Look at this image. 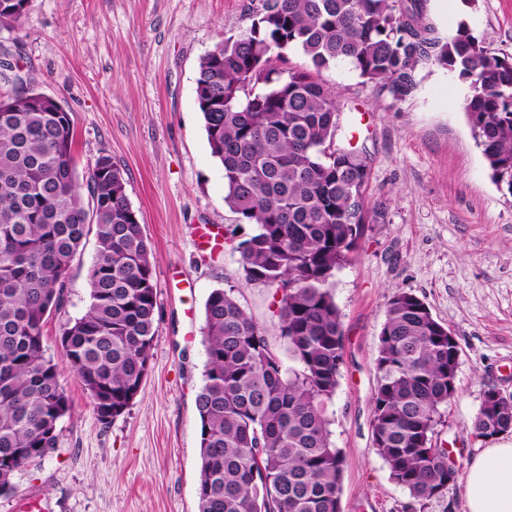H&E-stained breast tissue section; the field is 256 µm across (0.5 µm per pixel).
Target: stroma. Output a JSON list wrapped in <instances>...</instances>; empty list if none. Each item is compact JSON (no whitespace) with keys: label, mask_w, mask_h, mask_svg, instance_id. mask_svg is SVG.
<instances>
[{"label":"stroma","mask_w":512,"mask_h":512,"mask_svg":"<svg viewBox=\"0 0 512 512\" xmlns=\"http://www.w3.org/2000/svg\"><path fill=\"white\" fill-rule=\"evenodd\" d=\"M259 0H28L20 30L0 29L28 86L58 99L74 127L79 175L111 157L154 251L156 334L148 374L131 405L102 424L63 357L66 321L88 300L87 240L69 272L62 310L43 327L72 410L54 451L14 479L0 512H198L204 383V304L238 287L242 304L277 338L272 291L244 284L224 240L238 224L196 103L200 58L247 30ZM440 34L468 21L495 54L512 56V0H426ZM369 160L368 205L385 221L363 229L357 258L337 272L344 332L339 385L328 414L345 457L342 512H411L372 446L374 358L387 304L399 291L425 301L456 336L457 394L439 432L470 464L484 449L467 424L484 390L512 397V194L497 186L463 109L469 84L419 63L404 100L380 95L346 66L324 71Z\"/></svg>","instance_id":"obj_1"}]
</instances>
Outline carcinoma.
<instances>
[{"instance_id": "cac0c4a2", "label": "carcinoma", "mask_w": 512, "mask_h": 512, "mask_svg": "<svg viewBox=\"0 0 512 512\" xmlns=\"http://www.w3.org/2000/svg\"><path fill=\"white\" fill-rule=\"evenodd\" d=\"M24 0H0L15 29ZM248 30L201 57L198 109L223 168L224 203L255 229L225 240L248 285L275 289L283 348L217 288L204 305V385L198 512H340L344 456L328 404L342 361L335 273L359 249L369 209L366 155L339 135L336 92L321 72L345 64L401 101L422 61L470 85L464 112L492 179L512 193V56L493 54L466 21L443 38L425 0H260ZM296 49L311 69L282 77L273 60ZM0 67V496L16 473L56 448L71 411L42 328L64 302L89 235L88 303L60 345L99 420L138 395L156 332L152 250L112 159L80 182L70 116L55 98ZM460 345L416 295L388 302L375 357L372 442L412 505L444 496L461 469L437 426L457 392ZM476 438L512 433V399L489 388L468 426Z\"/></svg>"}]
</instances>
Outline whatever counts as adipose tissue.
<instances>
[{
	"label": "adipose tissue",
	"mask_w": 512,
	"mask_h": 512,
	"mask_svg": "<svg viewBox=\"0 0 512 512\" xmlns=\"http://www.w3.org/2000/svg\"><path fill=\"white\" fill-rule=\"evenodd\" d=\"M467 512H512V442L488 446L466 475Z\"/></svg>",
	"instance_id": "1"
}]
</instances>
